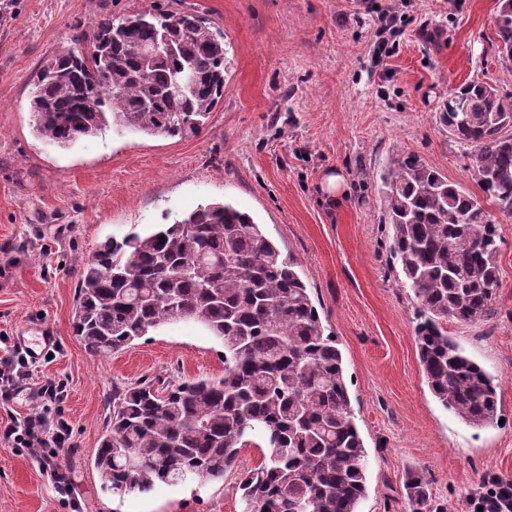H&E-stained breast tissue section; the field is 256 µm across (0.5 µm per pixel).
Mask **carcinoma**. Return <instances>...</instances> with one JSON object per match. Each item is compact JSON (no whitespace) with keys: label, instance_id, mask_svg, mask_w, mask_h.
I'll return each instance as SVG.
<instances>
[{"label":"carcinoma","instance_id":"carcinoma-1","mask_svg":"<svg viewBox=\"0 0 512 512\" xmlns=\"http://www.w3.org/2000/svg\"><path fill=\"white\" fill-rule=\"evenodd\" d=\"M496 27L502 58L512 61V0H499ZM160 38L173 52L141 53ZM225 54L224 30L194 12L152 5L97 17L86 49L60 52L36 73L35 132L60 147L109 125L148 136L196 134L224 97ZM182 72L194 82L180 92L173 79ZM439 119L471 148L485 200L512 214V105L471 79L448 94ZM380 181L391 252L417 304L426 384L467 425L490 426L497 384L441 323L490 315L500 286L498 225L480 199L414 153L396 155ZM296 267L249 213L226 202L96 247L72 318L89 354L127 349L181 312L224 346L219 379L170 389L143 382L114 396L94 457L106 490L124 496L189 475L221 479L259 435L267 452L240 482L246 512H358L367 452L336 337ZM405 489L410 512H448L422 477H410ZM493 489L496 512H512V478Z\"/></svg>","mask_w":512,"mask_h":512}]
</instances>
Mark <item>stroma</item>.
I'll return each instance as SVG.
<instances>
[{"label":"stroma","instance_id":"obj_1","mask_svg":"<svg viewBox=\"0 0 512 512\" xmlns=\"http://www.w3.org/2000/svg\"><path fill=\"white\" fill-rule=\"evenodd\" d=\"M152 0H0V359L19 340L55 339L29 364L28 386L64 388L49 404L71 426L61 493L44 464L52 447L0 435V512H244L240 477L260 463L252 437L223 479L192 477L123 497L103 488L94 457L114 392L139 381L178 384L224 374V347L174 320L122 352L89 356L72 326L83 264L109 237L170 224L227 201L250 213L298 263L342 352L367 452L359 512H409L404 485L423 477L450 512L480 481L512 477V214L491 210L501 237L492 314L445 322L498 383L500 423L477 429L445 410L419 363L416 304L390 252L377 187L410 151L479 194L469 150L438 118L449 90L479 78L512 103V62L498 54V0H163L224 31V98L201 133L152 137L105 129L63 149L33 130L40 66L74 47L97 16ZM397 11L390 52L373 56L377 9ZM343 178L337 200L328 174Z\"/></svg>","mask_w":512,"mask_h":512}]
</instances>
